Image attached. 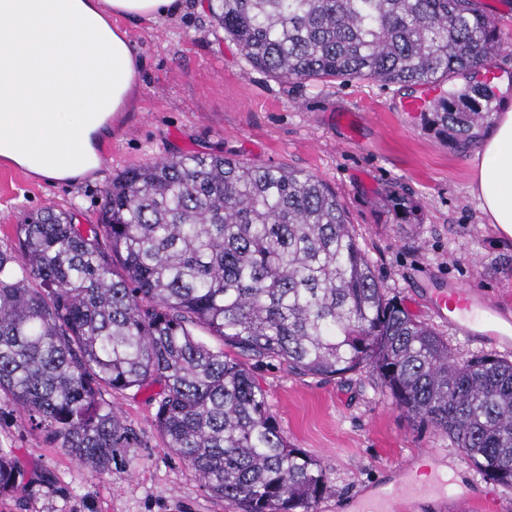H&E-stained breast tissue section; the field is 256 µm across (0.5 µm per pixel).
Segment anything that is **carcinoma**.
I'll return each mask as SVG.
<instances>
[{
  "label": "carcinoma",
  "mask_w": 512,
  "mask_h": 512,
  "mask_svg": "<svg viewBox=\"0 0 512 512\" xmlns=\"http://www.w3.org/2000/svg\"><path fill=\"white\" fill-rule=\"evenodd\" d=\"M248 64L295 83L467 84L422 112L459 151L493 113L496 19L476 0H207ZM49 208L0 251V395L98 474L138 444L103 389L162 387L156 425L240 512H315L321 465L288 445L251 362L333 379L371 370L418 427L512 487V360L465 359L388 296L336 192L302 171L220 154L112 178L96 224ZM215 337L213 348L197 332ZM33 480L0 448V496Z\"/></svg>",
  "instance_id": "carcinoma-1"
}]
</instances>
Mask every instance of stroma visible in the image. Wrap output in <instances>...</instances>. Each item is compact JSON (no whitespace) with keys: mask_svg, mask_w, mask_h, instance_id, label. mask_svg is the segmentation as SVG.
<instances>
[{"mask_svg":"<svg viewBox=\"0 0 512 512\" xmlns=\"http://www.w3.org/2000/svg\"><path fill=\"white\" fill-rule=\"evenodd\" d=\"M498 24L504 47L492 61L498 99L512 100V0H478ZM144 60L136 107L103 139L112 153L78 181L37 180L0 165V250L14 227L46 207L75 209L96 223L112 175L172 154L221 152L268 167H290L332 188L390 296L463 355L481 344L429 308L433 289L473 286L512 308V238L484 217L471 191L476 151L460 153L427 127L408 101L435 90L374 81L278 82L247 64L207 10L157 21L121 20ZM416 206L413 223L385 207L391 193ZM290 444L319 461L328 489L316 512H353L361 498L402 481L422 449L437 450L451 488L484 496L488 482L446 434L416 427L370 370L331 381L289 371L276 359L254 370ZM160 385L105 397L140 444L107 474L80 466L48 444L7 398H0V448L34 472L30 486L1 497L0 512H235L202 488L194 470L163 444L155 421Z\"/></svg>","mask_w":512,"mask_h":512,"instance_id":"1","label":"stroma"}]
</instances>
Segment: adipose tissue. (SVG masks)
Returning a JSON list of instances; mask_svg holds the SVG:
<instances>
[{
	"mask_svg": "<svg viewBox=\"0 0 512 512\" xmlns=\"http://www.w3.org/2000/svg\"><path fill=\"white\" fill-rule=\"evenodd\" d=\"M180 0H0V158L39 179L83 178L108 116L139 97L142 61L113 18L155 20ZM471 191L512 237V104L479 152Z\"/></svg>",
	"mask_w": 512,
	"mask_h": 512,
	"instance_id": "adipose-tissue-1",
	"label": "adipose tissue"
}]
</instances>
